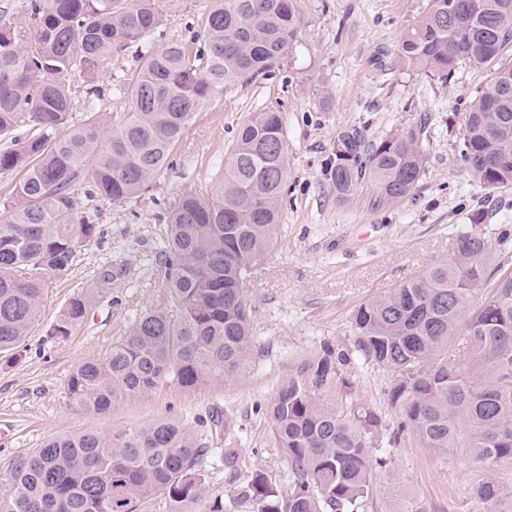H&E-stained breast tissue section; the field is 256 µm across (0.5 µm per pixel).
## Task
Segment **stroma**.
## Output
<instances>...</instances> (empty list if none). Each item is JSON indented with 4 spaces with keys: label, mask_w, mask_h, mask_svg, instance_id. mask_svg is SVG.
I'll list each match as a JSON object with an SVG mask.
<instances>
[{
    "label": "stroma",
    "mask_w": 512,
    "mask_h": 512,
    "mask_svg": "<svg viewBox=\"0 0 512 512\" xmlns=\"http://www.w3.org/2000/svg\"><path fill=\"white\" fill-rule=\"evenodd\" d=\"M211 3L156 0L161 26L113 51L100 77L101 96L88 97L82 75L69 73L70 125L84 124L93 112L117 117L129 111L128 83L150 50L170 41L200 46ZM297 6V43L280 69L225 86L196 113L141 191L113 202L95 195L89 181L73 186L76 220L93 225L94 234L79 241L67 275L46 280L42 318L18 358L0 359V424L14 428L11 439L0 442V498L16 460L49 438L109 435L160 419L192 428L211 447L200 461L210 493L227 494L257 468L287 488L288 459L270 446L264 413L289 370L323 345L350 348L355 308L450 259L461 231L476 229L491 240L496 261L512 266V184L485 189L460 156L465 118L493 65L459 67L448 81L402 65L400 41L427 0H298ZM265 110L283 117L288 178L282 237L246 285L256 345L248 367L207 387L166 382L101 414L78 408L67 395L74 369L106 357L145 314L172 309L164 256L168 216L183 196L211 197L239 126ZM354 126L373 143L409 128L420 131L425 169L401 202L379 201L366 183L337 200L326 169L338 133ZM476 212L483 221L474 226L469 219ZM78 296L90 299L85 318L70 336H52L51 324ZM348 378L353 392L393 428L387 376L358 360ZM216 419L227 428L213 427ZM228 448L238 454L233 470L224 466ZM374 454L383 465L372 474L364 512H486L474 494L478 483L490 475L512 487V463L488 470L460 449L439 453L405 440L380 444Z\"/></svg>",
    "instance_id": "35a3bbf8"
}]
</instances>
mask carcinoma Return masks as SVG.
Listing matches in <instances>:
<instances>
[{"mask_svg": "<svg viewBox=\"0 0 512 512\" xmlns=\"http://www.w3.org/2000/svg\"><path fill=\"white\" fill-rule=\"evenodd\" d=\"M427 0L410 25L399 57L443 80L461 65L482 67L512 42V0ZM34 28L0 18V138L20 123L39 133L0 150V174L24 171L15 202L0 221V354L15 352L39 324L43 285L64 276L80 236L71 187L89 178L110 201L137 194L167 161L186 126L227 85L269 76L295 46L297 0H213L202 48L158 47L129 85L131 110L105 123L93 114L68 126L66 76L87 79L88 97L112 48L147 36L161 23L155 0H29ZM461 158L487 188L512 183V60L498 63L471 106ZM419 133L380 142L348 128L329 165L336 198L362 182L379 198L404 199L424 171ZM288 175L283 120L256 112L239 128L211 197H184L169 215L165 252L178 314L143 316L102 360L76 367L70 400L102 413L112 402L174 382L197 388L223 382L249 364L254 349L247 278L278 244ZM488 240L470 231L456 253L420 276L359 304L353 346L325 345L288 374L265 417L272 447L288 458L292 481L282 491L256 469L228 495L250 512H358L371 492L372 456L381 418L352 393L347 379L359 358L390 381L400 415L388 436L444 453L466 448L482 466L512 462V269L491 265ZM489 289L488 299L475 301ZM89 307L73 298L51 325L66 337ZM209 449L180 423L160 420L113 435L53 437L20 457L0 512H135L166 495L169 512H196L209 496L199 460ZM487 512L512 495L494 478L475 487Z\"/></svg>", "mask_w": 512, "mask_h": 512, "instance_id": "obj_1", "label": "carcinoma"}]
</instances>
